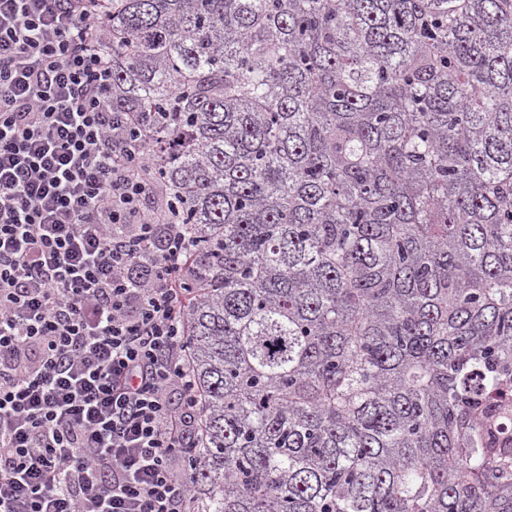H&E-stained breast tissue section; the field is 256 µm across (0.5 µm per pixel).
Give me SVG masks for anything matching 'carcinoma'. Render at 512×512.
Segmentation results:
<instances>
[{
	"mask_svg": "<svg viewBox=\"0 0 512 512\" xmlns=\"http://www.w3.org/2000/svg\"><path fill=\"white\" fill-rule=\"evenodd\" d=\"M195 241L193 512H512V0H107Z\"/></svg>",
	"mask_w": 512,
	"mask_h": 512,
	"instance_id": "obj_1",
	"label": "carcinoma"
}]
</instances>
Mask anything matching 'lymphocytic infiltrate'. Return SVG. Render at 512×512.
Here are the masks:
<instances>
[{
  "instance_id": "1",
  "label": "lymphocytic infiltrate",
  "mask_w": 512,
  "mask_h": 512,
  "mask_svg": "<svg viewBox=\"0 0 512 512\" xmlns=\"http://www.w3.org/2000/svg\"><path fill=\"white\" fill-rule=\"evenodd\" d=\"M104 38L101 0H0V512H191V239Z\"/></svg>"
}]
</instances>
